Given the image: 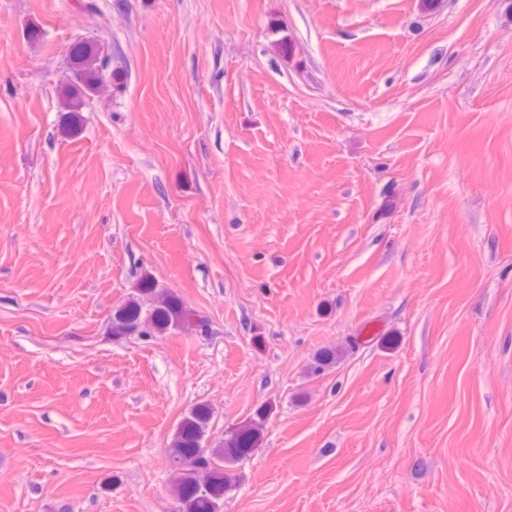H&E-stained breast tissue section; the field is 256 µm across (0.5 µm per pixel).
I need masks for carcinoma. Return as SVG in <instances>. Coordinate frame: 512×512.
Listing matches in <instances>:
<instances>
[{"label":"carcinoma","instance_id":"carcinoma-1","mask_svg":"<svg viewBox=\"0 0 512 512\" xmlns=\"http://www.w3.org/2000/svg\"><path fill=\"white\" fill-rule=\"evenodd\" d=\"M106 61L108 58L102 56L94 42L77 40L71 45L72 80L64 86L62 94L67 111H83L89 96L116 84L120 71L105 65ZM192 316L194 313L175 293L158 288L151 277L145 276L113 311L112 336H163L172 331H203L208 327L205 317L194 320ZM344 353L342 347L318 350L311 359L309 374L319 375L332 368ZM270 414V406L261 407L256 418L215 442L209 441L212 411L208 405H197L180 421L167 451L175 473L173 512H223L224 497L236 484L232 468L257 447Z\"/></svg>","mask_w":512,"mask_h":512}]
</instances>
